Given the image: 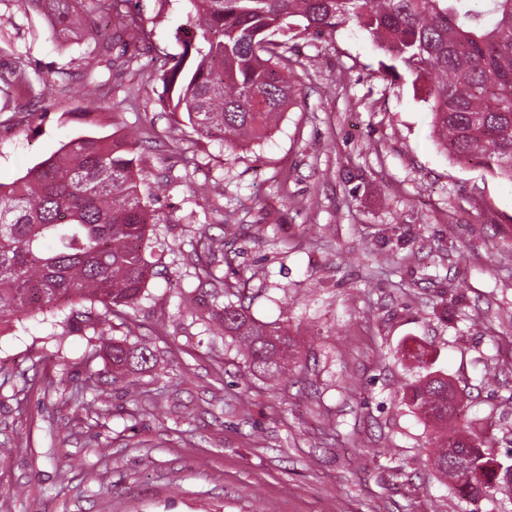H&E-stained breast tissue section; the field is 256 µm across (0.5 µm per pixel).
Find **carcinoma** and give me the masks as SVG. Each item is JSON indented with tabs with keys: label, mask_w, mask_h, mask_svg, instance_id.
Here are the masks:
<instances>
[{
	"label": "carcinoma",
	"mask_w": 512,
	"mask_h": 512,
	"mask_svg": "<svg viewBox=\"0 0 512 512\" xmlns=\"http://www.w3.org/2000/svg\"><path fill=\"white\" fill-rule=\"evenodd\" d=\"M45 21L57 45L93 41L81 59L78 98L104 88L96 70L126 67L149 48L150 32L133 0H9ZM186 27L175 32L179 56L156 67L168 106L187 116L202 139L230 149L266 138L300 94L288 79L284 37L291 19L304 30L332 33L356 21L424 89L432 133L459 164L476 162L512 183V0H187ZM171 190L165 175L148 177L138 141L87 132L9 184L0 183V332L61 303L89 304L80 323L97 336L121 374L156 361L145 344L111 340L94 306L112 315L138 302L162 263L150 231L181 218L159 206ZM211 320L231 339L249 372L274 385L297 364L285 326L256 321L241 301ZM404 401L427 422L430 469L471 506L512 487L506 470L480 484L476 462L484 437L457 426L448 380L426 374Z\"/></svg>",
	"instance_id": "cac0c4a2"
}]
</instances>
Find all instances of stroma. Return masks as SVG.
Wrapping results in <instances>:
<instances>
[{
  "instance_id": "1",
  "label": "stroma",
  "mask_w": 512,
  "mask_h": 512,
  "mask_svg": "<svg viewBox=\"0 0 512 512\" xmlns=\"http://www.w3.org/2000/svg\"><path fill=\"white\" fill-rule=\"evenodd\" d=\"M133 7L152 53L181 52L186 0ZM85 50L60 48L41 17L0 0V71L30 79L0 99V182L80 135L74 113L138 133L146 172L173 180L163 207L181 221L158 226L159 273L109 335L147 344L157 362L113 378L92 328L64 327L63 311L0 335V453L12 455L0 512H465L401 402L419 374L404 349L432 355L461 422L506 460L512 183L442 150L421 87L352 21L323 36L295 26L302 93L265 141L236 151L172 114L144 67L81 101L63 71ZM203 264L212 279L198 277ZM227 282L255 320L296 340L300 365L280 386L210 326ZM90 377L97 392L83 388Z\"/></svg>"
}]
</instances>
